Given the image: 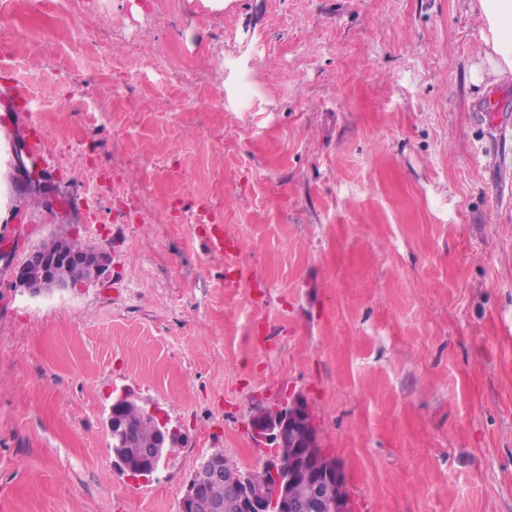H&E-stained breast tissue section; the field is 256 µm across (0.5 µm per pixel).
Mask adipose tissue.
Wrapping results in <instances>:
<instances>
[{
  "label": "adipose tissue",
  "instance_id": "obj_1",
  "mask_svg": "<svg viewBox=\"0 0 512 512\" xmlns=\"http://www.w3.org/2000/svg\"><path fill=\"white\" fill-rule=\"evenodd\" d=\"M482 50L468 70L471 84L512 81V0H477Z\"/></svg>",
  "mask_w": 512,
  "mask_h": 512
}]
</instances>
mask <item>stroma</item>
I'll return each instance as SVG.
<instances>
[{
    "label": "stroma",
    "mask_w": 512,
    "mask_h": 512,
    "mask_svg": "<svg viewBox=\"0 0 512 512\" xmlns=\"http://www.w3.org/2000/svg\"><path fill=\"white\" fill-rule=\"evenodd\" d=\"M132 2L84 8L91 55L53 0L0 16V512H177L210 454L262 471L250 417L296 396L353 512H512V83L467 80L475 0ZM61 235L103 281L19 288ZM121 393L176 436L144 476L115 464ZM11 153L13 165L15 169L24 174L27 185L34 191L42 192L45 186L43 170H41L33 160L26 144H13ZM209 250L212 253L224 256V262L227 269L232 271L233 274H238L237 278L226 280V286L238 287L242 283L247 282L248 277L239 266V262L237 260V245L229 238L226 231L225 237H223L222 234H216L211 238Z\"/></svg>",
    "instance_id": "1"
}]
</instances>
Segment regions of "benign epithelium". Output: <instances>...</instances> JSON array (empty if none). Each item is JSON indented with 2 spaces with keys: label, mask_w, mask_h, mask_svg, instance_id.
Here are the masks:
<instances>
[{
  "label": "benign epithelium",
  "mask_w": 512,
  "mask_h": 512,
  "mask_svg": "<svg viewBox=\"0 0 512 512\" xmlns=\"http://www.w3.org/2000/svg\"><path fill=\"white\" fill-rule=\"evenodd\" d=\"M15 169L25 176L27 185L34 191L44 189L43 170L33 160L24 145L11 148ZM26 259L38 265L41 276L37 279L28 274V267L20 265L16 278L19 286L34 296L52 294L76 286L95 285L101 281L105 267L95 258L81 260L84 277L77 280H61L55 269L71 258L65 251L42 254L32 249ZM135 399L124 394L110 407L108 425L111 435L126 439L125 447L139 449L145 460L159 459L172 442V435L165 423L151 410L146 414L156 420L158 432L153 444L138 442L125 432L119 420V408ZM251 432L255 439L272 448L288 449V474L267 485L265 472L280 471L277 461L269 460L266 471L246 473V478L229 481L230 490L240 502L241 512H353V503L348 491L346 475L342 467L327 457L319 446L318 431L306 403L295 398L276 408H261L250 418ZM212 481L225 479L220 454H211L199 463L193 477L179 501L177 512H219L220 505L206 498L200 476Z\"/></svg>",
  "instance_id": "obj_1"
}]
</instances>
